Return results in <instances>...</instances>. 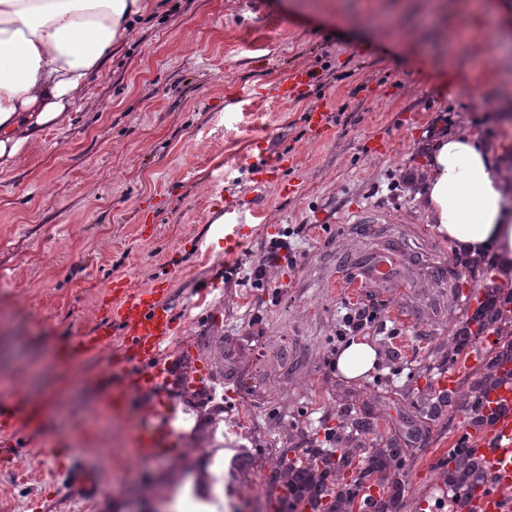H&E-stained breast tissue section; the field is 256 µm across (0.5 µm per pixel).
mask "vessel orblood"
Listing matches in <instances>:
<instances>
[{
    "label": "vessel or blood",
    "mask_w": 512,
    "mask_h": 512,
    "mask_svg": "<svg viewBox=\"0 0 512 512\" xmlns=\"http://www.w3.org/2000/svg\"><path fill=\"white\" fill-rule=\"evenodd\" d=\"M113 285L119 299L94 332L78 343L60 346L56 352L58 362L68 368L108 346L113 336L121 337L123 347L108 363L115 379L104 385L98 401L97 414L104 419L127 412L138 390L156 387L161 346L175 329L174 316L165 302L168 288L164 283L133 288L119 278ZM483 414L485 422L480 430L472 431L470 444L488 464L492 480L467 498L463 512H505L503 493L512 489L511 381L488 391ZM148 416L151 425L135 428L131 454L136 458L157 457L181 437L168 414L154 409ZM0 421L27 433L40 429L37 410L17 400L0 409Z\"/></svg>",
    "instance_id": "b4317fda"
}]
</instances>
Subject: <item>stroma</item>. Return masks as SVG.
Masks as SVG:
<instances>
[{
	"mask_svg": "<svg viewBox=\"0 0 512 512\" xmlns=\"http://www.w3.org/2000/svg\"><path fill=\"white\" fill-rule=\"evenodd\" d=\"M144 2L66 120L0 165V395L50 391L59 403L37 434L0 428V512H169L188 481L210 499L223 461L265 488V512H281L284 459L335 447L368 416L375 428L348 449L399 440L408 485L395 512H433L466 414L430 417L424 406L448 374L462 391L476 379L488 347L472 340L452 362L448 342L498 268L465 272L405 173L442 127L512 142L496 108L512 102V80L486 85V108L467 112L454 89L413 70L460 32L495 60L484 21L457 0ZM301 69L310 82L283 100ZM318 107L331 111L323 136L308 123ZM275 152L295 164L256 194ZM287 182L296 194L281 193ZM357 210L376 223H354ZM236 228L243 245L231 250L224 237ZM377 260L390 263L389 283H351ZM457 273L465 295L452 300ZM116 277L165 282L177 333L158 386L102 425L97 377L121 339L68 380L55 352L92 332ZM357 311L377 363L349 378L336 357ZM161 405L180 440L154 461L127 459L132 423ZM108 472L111 494L74 482Z\"/></svg>",
	"mask_w": 512,
	"mask_h": 512,
	"instance_id": "1",
	"label": "stroma"
}]
</instances>
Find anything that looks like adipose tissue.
Here are the masks:
<instances>
[{
  "instance_id": "adipose-tissue-1",
  "label": "adipose tissue",
  "mask_w": 512,
  "mask_h": 512,
  "mask_svg": "<svg viewBox=\"0 0 512 512\" xmlns=\"http://www.w3.org/2000/svg\"><path fill=\"white\" fill-rule=\"evenodd\" d=\"M142 8V0H0V161L61 118ZM501 59L457 82L465 108L483 106L482 80L512 72V45L502 44ZM410 176L457 253L492 257L501 286L512 285V151L475 130H440Z\"/></svg>"
}]
</instances>
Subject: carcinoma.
<instances>
[{"label": "carcinoma", "instance_id": "cac0c4a2", "mask_svg": "<svg viewBox=\"0 0 512 512\" xmlns=\"http://www.w3.org/2000/svg\"><path fill=\"white\" fill-rule=\"evenodd\" d=\"M492 331L497 336L494 348L485 364L486 373L473 382L466 393L459 390L437 397L429 404L434 415L448 408L452 413L463 407L467 410V424L478 427L484 423L483 399L487 386L498 381L497 367L500 361L512 358V293L500 290L486 291L484 301L478 303L473 314L466 318L453 337L452 355L458 356L466 343L475 336ZM404 449L393 442L385 448H376L368 455L351 480L344 476L345 468L352 465V459L345 452L327 448L306 462L288 464L285 469L288 498L286 512H299L305 507L311 512H352L360 492L366 489V482L373 479L379 487L391 491L387 497L372 500L371 512H388L391 503L400 497L405 484L396 473L401 469ZM448 512H458L459 503L473 491L487 483L490 471L486 463L474 455L466 438L456 442L448 452Z\"/></svg>", "mask_w": 512, "mask_h": 512}]
</instances>
